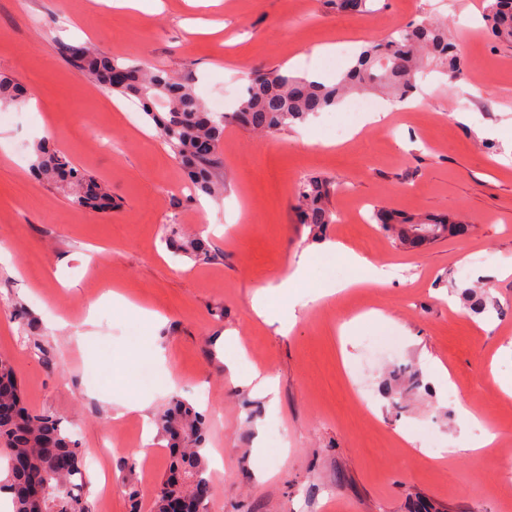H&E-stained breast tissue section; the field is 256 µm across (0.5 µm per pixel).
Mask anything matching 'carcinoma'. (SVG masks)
Instances as JSON below:
<instances>
[{
    "label": "carcinoma",
    "instance_id": "obj_1",
    "mask_svg": "<svg viewBox=\"0 0 512 512\" xmlns=\"http://www.w3.org/2000/svg\"><path fill=\"white\" fill-rule=\"evenodd\" d=\"M370 0H336V11L359 15ZM486 28L499 43L512 45V0H490ZM62 55L81 75L93 77L107 92L138 99L145 115L171 153L181 159L194 192L217 198L224 193V159L219 146L224 125L234 122L258 133H273L295 122L327 112L347 95L367 90H388L399 102L417 90V75L433 62L445 66L451 78L460 77L465 62L448 29L418 23L398 30V35L371 43L355 63L332 84L293 75L280 69L248 77L245 94L231 112H211L186 79L176 78L162 65H144L119 58L86 44H60ZM25 96L16 82L0 78V104L17 105ZM162 101L164 111L152 104ZM33 172L48 184L74 189L72 202L84 209H98V199L109 195L95 176L79 169L66 156L38 143L31 163ZM336 188L318 178H306L296 186L301 223L320 229L336 223L330 198ZM381 224H396L397 238L419 246L447 234L464 231L448 221L421 223L382 212ZM170 247L198 261L212 256L200 238L184 240L166 229ZM0 399L17 404L15 415L0 421V494L8 495L12 512H88L85 453L72 441L62 421L52 414H34L24 405L20 384L8 360L0 358ZM169 441V476L153 493V512H167L170 499L188 501L190 512H208L212 495L209 460L204 451L206 417L180 399L172 400L158 419Z\"/></svg>",
    "mask_w": 512,
    "mask_h": 512
}]
</instances>
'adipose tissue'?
Here are the masks:
<instances>
[{"label":"adipose tissue","mask_w":512,"mask_h":512,"mask_svg":"<svg viewBox=\"0 0 512 512\" xmlns=\"http://www.w3.org/2000/svg\"><path fill=\"white\" fill-rule=\"evenodd\" d=\"M323 250L342 255L356 270L357 275L350 280V287L378 288L386 285L392 279L390 266L376 264L367 257L329 240L323 242L320 249L304 251L293 269L283 276L275 286L258 290L252 300L253 314L267 324L277 325L279 333H288L296 323L294 308L272 305L270 299L275 295L279 297L294 296L296 289L303 284L308 268L317 260L320 251Z\"/></svg>","instance_id":"obj_1"}]
</instances>
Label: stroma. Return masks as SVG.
Listing matches in <instances>:
<instances>
[{
    "label": "stroma",
    "instance_id": "stroma-1",
    "mask_svg": "<svg viewBox=\"0 0 512 512\" xmlns=\"http://www.w3.org/2000/svg\"><path fill=\"white\" fill-rule=\"evenodd\" d=\"M486 0H374L347 16L331 0H157L153 11L107 0H0V75L23 83L35 106L9 107L0 121V357L7 359L34 413L61 419L84 448L112 444L88 464L89 512H153L152 491L169 464L155 417L171 399L209 421L207 456L223 477L209 512H512V47L481 30ZM445 23L466 60L456 84L440 70L419 78L386 122L327 145L321 119L259 135L224 130L227 189L201 205L185 174L147 121L129 124L131 102L75 74L60 43L161 64L187 77L203 101L235 100L225 84L271 69L335 82L354 53L422 21ZM350 45L349 54L320 47ZM467 87L474 109L457 96ZM68 154L119 199L108 214L79 208L65 191L34 180V146ZM336 183V221L320 231L300 223L295 187ZM417 221L445 217L466 234L412 248L373 215ZM184 238L205 235L216 252L204 263L173 254L164 225ZM343 243L373 262L396 265L382 288L351 289L309 304L312 288L342 283L352 270L327 253L309 267L288 334L257 319L254 294L276 284L304 249ZM116 286L166 320L152 334L143 317L102 301ZM486 289L487 308L463 306L464 290ZM97 303L93 324L84 319ZM378 310V320L366 318ZM348 334H341L342 324ZM238 338L252 369L277 380L276 395L232 384L224 339ZM393 342L376 358L366 340ZM446 366L442 381L433 362ZM152 365L154 386L136 384ZM146 400L145 416L124 410ZM485 423L496 441L479 455L444 454L475 439ZM287 442L274 443L272 429ZM154 455L142 466L139 449Z\"/></svg>",
    "mask_w": 512,
    "mask_h": 512
}]
</instances>
